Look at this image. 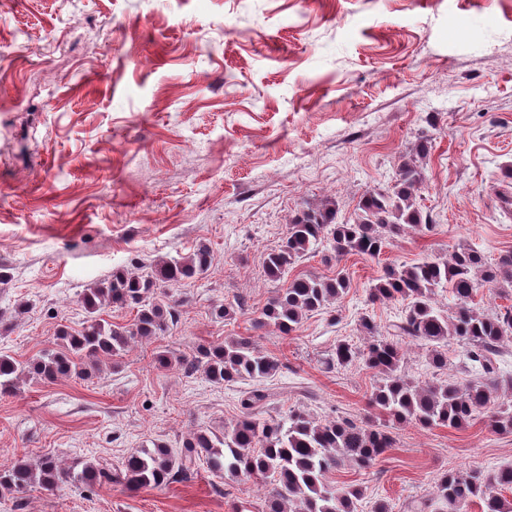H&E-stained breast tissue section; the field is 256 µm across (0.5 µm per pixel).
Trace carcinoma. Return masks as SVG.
<instances>
[{"label": "carcinoma", "instance_id": "cac0c4a2", "mask_svg": "<svg viewBox=\"0 0 512 512\" xmlns=\"http://www.w3.org/2000/svg\"><path fill=\"white\" fill-rule=\"evenodd\" d=\"M427 150L425 142L416 147L415 154L400 166L393 186L387 191L367 192L346 220H339V208L329 203L306 204L295 213L282 243L264 257L266 276L274 282L287 280V286L262 310L264 323L289 334L308 314L329 309L348 291L350 279L341 272L333 278L291 274L296 263L320 245L329 246L338 257H377L393 237L407 230L432 228L416 199ZM211 261V249L202 242L187 257L151 260L140 272L118 269L109 279L84 289L79 301L86 320L77 331L61 330V349L24 361L0 355V395L15 394L22 379L54 382L83 377L101 358L126 350L131 340L159 335L177 322L178 313L174 305L159 297L158 290L202 277ZM485 284L509 293L512 251L489 262L472 247L459 244L443 258L386 268L370 288L369 299L373 303L402 302L398 321L390 325L387 337L378 338L371 317H362V333L370 340L362 346L339 341L328 364L342 368L360 362L377 372L380 379L369 405L394 423L459 429L485 415L494 430L512 433V401L501 394L512 378L504 379L499 371L501 344L512 336V307L491 313L481 310L475 296ZM440 291L449 292L453 299V307L446 312L437 306ZM107 306L136 311L133 323L103 318ZM408 340L428 345V364L436 372L448 369L446 347L454 341L463 348L469 364L478 367V373L464 384L450 378L412 382L401 372L402 345ZM186 367L222 385L268 379L279 371L280 363L240 337L200 350ZM273 396L264 389L245 393L243 416L231 428L220 436L194 433L181 455L155 443L132 451L116 466L101 459L79 469H65L52 456L42 457L36 465L18 458L0 467V488L22 492L36 484L49 489L68 481L85 485L113 482L133 492L186 481L201 459L226 480H262L268 488L264 512H357L362 489L346 485L332 490L329 475L346 463L371 467L393 447L391 432L344 418L321 422L301 410L265 419L262 409ZM507 492L512 493L511 465L490 473L452 472L441 476L432 498L412 500L404 510L428 512L438 502L448 512H469L474 503L480 512H512Z\"/></svg>", "mask_w": 512, "mask_h": 512}]
</instances>
